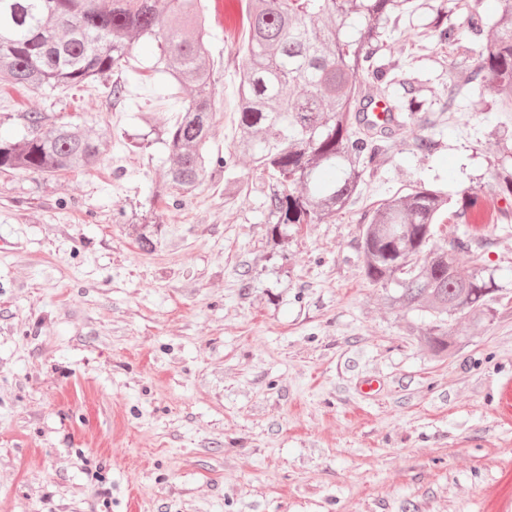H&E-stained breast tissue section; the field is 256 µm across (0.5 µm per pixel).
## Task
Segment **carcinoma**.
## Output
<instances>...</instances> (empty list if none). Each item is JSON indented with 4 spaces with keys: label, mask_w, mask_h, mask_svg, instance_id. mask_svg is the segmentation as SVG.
I'll return each instance as SVG.
<instances>
[{
    "label": "carcinoma",
    "mask_w": 512,
    "mask_h": 512,
    "mask_svg": "<svg viewBox=\"0 0 512 512\" xmlns=\"http://www.w3.org/2000/svg\"><path fill=\"white\" fill-rule=\"evenodd\" d=\"M494 34L467 65V34L485 26L464 0H440L431 21L433 41L461 51L448 111L461 110L469 85L491 80V109L512 116V0H498ZM413 0H244L238 50L237 127L234 151L213 156V62L205 0H0V70L21 87H88L112 75L109 94L126 97L136 71L135 42L155 44L154 68L167 75L165 96L180 103L164 129L170 164L155 187L185 196L203 183L212 166L226 169L239 156L266 178L263 183L272 234L290 224H318L344 214L374 159L389 152L394 128L431 111L412 88L402 95L397 65L375 56L410 11ZM137 35L132 41L130 35ZM383 102L389 112L381 127L366 107ZM28 135L0 140V169L40 175L95 167L111 134L88 133L43 112H28ZM500 164L489 187L472 188L456 199L421 182L408 185L361 213L358 251L366 280L382 288L391 306L420 311L433 332L423 337L437 356L456 340L448 317L477 312L504 291L477 254L484 236L469 230L437 246L439 225L452 216L487 209L493 223L512 224V146L497 142ZM302 185L305 190L297 191ZM159 224H141L139 247L151 251ZM473 260L462 275L458 257Z\"/></svg>",
    "instance_id": "carcinoma-1"
}]
</instances>
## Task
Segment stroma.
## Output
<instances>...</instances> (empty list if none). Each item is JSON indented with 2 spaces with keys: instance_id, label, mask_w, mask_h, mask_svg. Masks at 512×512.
Listing matches in <instances>:
<instances>
[{
  "instance_id": "stroma-1",
  "label": "stroma",
  "mask_w": 512,
  "mask_h": 512,
  "mask_svg": "<svg viewBox=\"0 0 512 512\" xmlns=\"http://www.w3.org/2000/svg\"><path fill=\"white\" fill-rule=\"evenodd\" d=\"M378 54L435 103L451 56L434 46V0H416ZM213 153L236 136L243 57L212 28ZM155 47L112 101L103 78L67 92L0 80V138L26 112L99 132L91 169L0 172V512H512V302L456 313L434 356L427 316L388 306L363 276L360 213L424 181L457 195L492 181L498 113L488 85L447 122L396 129L351 212L270 233L259 172L238 158L194 194L152 183L169 165L155 131ZM438 143L429 155L415 138ZM244 185L224 200V177ZM161 224L143 251L132 221ZM484 262L512 293V225L485 232Z\"/></svg>"
}]
</instances>
